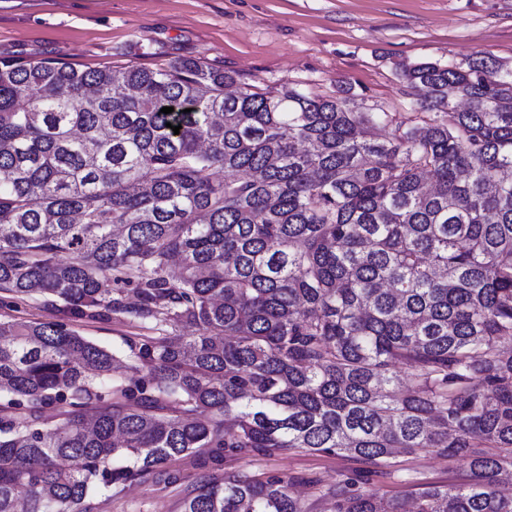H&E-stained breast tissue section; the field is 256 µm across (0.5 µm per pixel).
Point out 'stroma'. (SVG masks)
I'll use <instances>...</instances> for the list:
<instances>
[{
	"instance_id": "1",
	"label": "stroma",
	"mask_w": 512,
	"mask_h": 512,
	"mask_svg": "<svg viewBox=\"0 0 512 512\" xmlns=\"http://www.w3.org/2000/svg\"><path fill=\"white\" fill-rule=\"evenodd\" d=\"M512 64V0H0V57L54 59L80 69L153 67L174 58L235 71L260 87L297 88L317 96L351 86L368 112L416 111L417 96L399 76L418 60L460 63L473 56ZM57 306L0 292V318L59 319ZM73 329L113 350L149 335L124 315L75 320ZM396 472L372 474L369 488L402 504L420 485H457L465 460L401 452ZM183 480L164 489L134 481L98 493L91 512H181L187 489L206 471L175 461ZM361 462L322 453H228L223 472L292 478L308 512H331L326 493Z\"/></svg>"
}]
</instances>
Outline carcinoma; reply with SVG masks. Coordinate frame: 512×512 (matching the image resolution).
Instances as JSON below:
<instances>
[{"instance_id":"1","label":"carcinoma","mask_w":512,"mask_h":512,"mask_svg":"<svg viewBox=\"0 0 512 512\" xmlns=\"http://www.w3.org/2000/svg\"><path fill=\"white\" fill-rule=\"evenodd\" d=\"M399 76L408 117L195 59L0 58V292L63 314L0 322V512H88L226 451L361 460L336 512H401L358 488L395 448L468 462L417 512H512V65ZM113 314L157 335L122 354L70 326ZM290 485L214 476L182 512H307Z\"/></svg>"}]
</instances>
